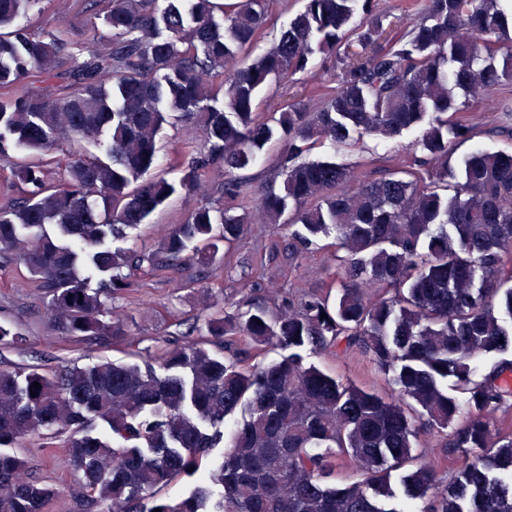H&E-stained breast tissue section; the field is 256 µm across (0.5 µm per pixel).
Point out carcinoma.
Listing matches in <instances>:
<instances>
[{
  "label": "carcinoma",
  "instance_id": "cac0c4a2",
  "mask_svg": "<svg viewBox=\"0 0 512 512\" xmlns=\"http://www.w3.org/2000/svg\"><path fill=\"white\" fill-rule=\"evenodd\" d=\"M39 2L0 0V159L29 156L12 163L26 196L0 208V257L37 279L63 337L124 339L105 298L129 288L134 270L213 265L219 243L239 242L253 212L238 171L277 130L282 185L261 192L256 212L296 227L299 255L334 249L339 288L334 299L283 295L271 282L279 310L212 312L155 366L103 358L50 373L0 369V512H47L56 488L24 476L15 448L54 426L70 430L60 463L81 474L99 512H512V419L497 417L512 407V360L482 374L476 364L512 348L503 322L512 320V151L478 146L448 165L453 142L472 134L448 114L452 91L484 93L512 77V0H424V15L388 49L373 0H305L252 59L266 0H108L112 38L75 64L59 97L16 91L33 75L58 78L69 52L59 35L20 23ZM359 11L366 21L356 26ZM316 54L339 69L323 105L258 112L259 89L305 72ZM174 113L204 133L201 146L185 142L177 180L151 174ZM414 130L418 171L359 180L305 158L325 140ZM63 142V176L50 184L44 158ZM87 143L103 157L88 156ZM214 169L224 203L193 209L151 254L108 244L172 197L201 191ZM323 237L333 242L318 245ZM272 349L277 358L249 362ZM353 349L388 376L390 392L307 357ZM458 417L448 456L427 458L417 438L441 436ZM348 464L356 479L336 480ZM191 467L200 483L188 496H159ZM395 483L404 507L387 508Z\"/></svg>",
  "mask_w": 512,
  "mask_h": 512
}]
</instances>
